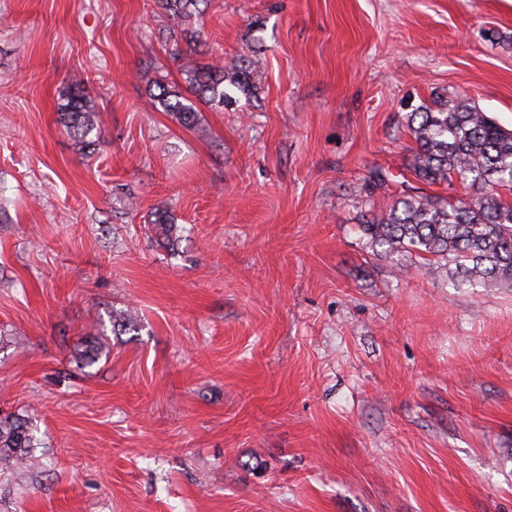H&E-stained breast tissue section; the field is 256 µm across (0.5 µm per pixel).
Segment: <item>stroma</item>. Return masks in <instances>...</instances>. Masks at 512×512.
<instances>
[{
	"label": "stroma",
	"mask_w": 512,
	"mask_h": 512,
	"mask_svg": "<svg viewBox=\"0 0 512 512\" xmlns=\"http://www.w3.org/2000/svg\"><path fill=\"white\" fill-rule=\"evenodd\" d=\"M171 25L0 0V413L41 461L0 512H512V286L358 231L409 107L512 128V0H208L199 49L256 57L259 91L191 129L146 91L183 82ZM75 82L103 108L88 156L56 112Z\"/></svg>",
	"instance_id": "1"
}]
</instances>
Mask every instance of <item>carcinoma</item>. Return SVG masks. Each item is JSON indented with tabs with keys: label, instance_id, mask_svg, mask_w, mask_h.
<instances>
[{
	"label": "carcinoma",
	"instance_id": "carcinoma-1",
	"mask_svg": "<svg viewBox=\"0 0 512 512\" xmlns=\"http://www.w3.org/2000/svg\"><path fill=\"white\" fill-rule=\"evenodd\" d=\"M207 0H157L174 22L184 24L201 15ZM182 60L184 87L161 78L147 81L151 105L181 126L192 128L199 106L229 109L256 96L258 61L244 56L199 58L195 51L175 47ZM101 107L78 83L60 91L59 121L79 150L91 153L102 129ZM415 147L408 164L411 179L403 191L376 208L374 196L386 193L389 173L382 167L368 169L365 210L359 231L369 247L398 260L415 259L433 275L448 266V277L459 288H495L512 285V130L507 129L467 99L437 94L405 115ZM425 185H454L463 193L447 197L417 190L410 181ZM158 235L171 241L177 225L170 215L158 213L152 221ZM94 338L85 341L82 361L91 365L101 356ZM36 429L25 418L0 415V475L36 468L33 449Z\"/></svg>",
	"mask_w": 512,
	"mask_h": 512
}]
</instances>
